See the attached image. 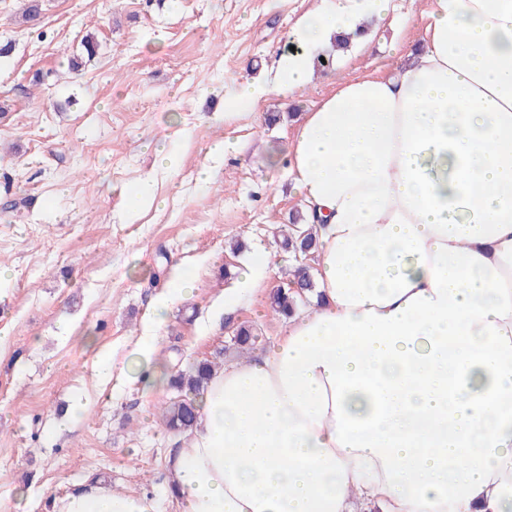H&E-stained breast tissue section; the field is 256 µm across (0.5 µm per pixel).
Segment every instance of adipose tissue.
I'll use <instances>...</instances> for the list:
<instances>
[{"mask_svg": "<svg viewBox=\"0 0 512 512\" xmlns=\"http://www.w3.org/2000/svg\"><path fill=\"white\" fill-rule=\"evenodd\" d=\"M390 10L322 0L234 106L304 91L316 50ZM282 160L317 293L209 380L170 458L180 512H512V0H430L400 63L337 82ZM53 512L156 510L98 481Z\"/></svg>", "mask_w": 512, "mask_h": 512, "instance_id": "adipose-tissue-1", "label": "adipose tissue"}]
</instances>
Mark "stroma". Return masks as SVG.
I'll use <instances>...</instances> for the list:
<instances>
[{"label":"stroma","instance_id":"35a3bbf8","mask_svg":"<svg viewBox=\"0 0 512 512\" xmlns=\"http://www.w3.org/2000/svg\"><path fill=\"white\" fill-rule=\"evenodd\" d=\"M39 4L27 22L24 0H0V43L12 45L0 57V512H51L92 474L178 512L169 458L179 436L157 418L175 392L144 390L131 370L135 348L155 336L156 363L170 375L237 360L231 338L241 325L260 353L283 336L269 297L298 265L282 241L301 201L268 155L285 152L303 112L336 80L393 67L394 46L425 26L427 0H393L342 67L241 111L225 101L235 80L273 81L290 29L321 0ZM218 86L224 98L212 95ZM220 139L235 151L208 161ZM157 142L179 153L174 173L155 170ZM148 175L168 205L132 217L123 192ZM266 254L274 262L262 288L217 313L230 272ZM180 269L195 295L152 329L151 304ZM77 403L71 431L58 433Z\"/></svg>","mask_w":512,"mask_h":512}]
</instances>
